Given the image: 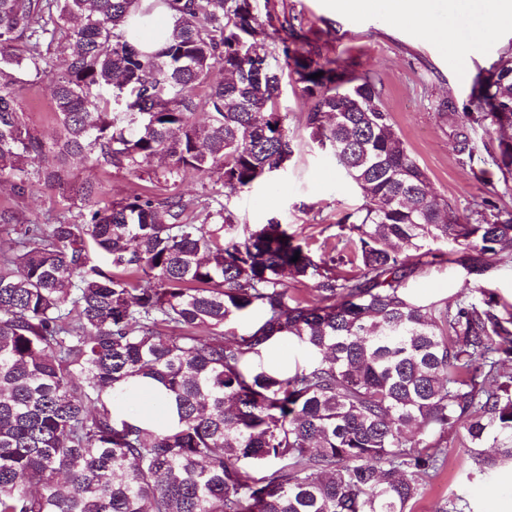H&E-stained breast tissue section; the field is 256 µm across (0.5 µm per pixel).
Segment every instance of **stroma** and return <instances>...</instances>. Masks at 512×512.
Returning a JSON list of instances; mask_svg holds the SVG:
<instances>
[{"label":"stroma","mask_w":512,"mask_h":512,"mask_svg":"<svg viewBox=\"0 0 512 512\" xmlns=\"http://www.w3.org/2000/svg\"><path fill=\"white\" fill-rule=\"evenodd\" d=\"M335 0H257L279 13L298 16L311 39L324 44L331 55L353 64L356 72L374 76L395 128L407 149L426 171L430 190L455 201L460 215H469L483 198L493 196L512 210V190H505L495 165L485 160L484 142L490 136L482 128L463 130L457 117L438 110L440 102H455L457 109L470 104V92L478 74L486 72L512 46V29L479 34L469 26V17L455 15L452 23L459 42L468 51L459 61L452 47L423 32L396 24L381 12L337 13ZM20 103L29 125L43 138L56 129L48 81L32 83L26 73L15 75ZM310 107L299 86L283 81L278 110L287 116L285 125L298 149L288 165L255 183L250 189L225 193L214 174L191 173L154 181L157 161L137 168H115L103 177L102 199L117 202L133 190L146 188L184 199L213 197L227 204L240 223L256 226L269 218L287 224L312 252L323 243H336L337 220L358 207L362 198L344 178L334 162L309 139L304 117ZM476 147L473 163L463 162L459 152L462 135ZM20 205L27 222L43 224L58 215L76 217L79 207L61 190L36 186L26 199L15 201L8 183H0V208ZM505 262L474 279L455 264L422 268L406 284L416 300L430 303L445 299L481 298L491 293L512 306V243L505 245ZM463 433L448 435V466L425 487L413 512H437L454 496L463 497L471 512H512V462L501 467L494 479L473 474Z\"/></svg>","instance_id":"stroma-1"}]
</instances>
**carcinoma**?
<instances>
[{
  "label": "carcinoma",
  "instance_id": "carcinoma-1",
  "mask_svg": "<svg viewBox=\"0 0 512 512\" xmlns=\"http://www.w3.org/2000/svg\"><path fill=\"white\" fill-rule=\"evenodd\" d=\"M255 2L0 0V181L21 200L38 184L81 204L53 224L0 210L17 234L0 252V512H409L457 426L479 472L496 473L489 443L512 458V377L499 369L512 316L490 296L421 305L406 292L424 265L481 277L503 262L512 210L486 198L461 219L429 192L374 77ZM159 5L173 28L146 52L124 26ZM217 66L232 80L210 81ZM19 71L52 73L51 143L26 121ZM286 74L312 101V141L363 199L337 221L342 249L313 255L278 219L242 227L207 198L143 191L100 206L97 172L148 158L232 192L283 168ZM471 100L461 119L498 134L486 149L508 190L511 56ZM73 156L91 161L79 183ZM341 264L354 273L336 275ZM305 281L310 300L290 288ZM256 310L249 334L222 331ZM283 337L307 365L253 364ZM136 377L162 384L177 425L118 412ZM246 462L274 470L255 478Z\"/></svg>",
  "mask_w": 512,
  "mask_h": 512
}]
</instances>
